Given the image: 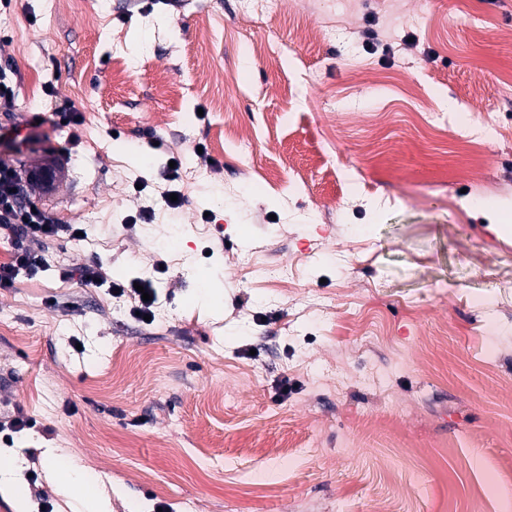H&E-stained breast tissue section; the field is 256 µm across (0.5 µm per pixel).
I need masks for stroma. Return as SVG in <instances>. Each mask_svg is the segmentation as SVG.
<instances>
[{"label":"stroma","instance_id":"35a3bbf8","mask_svg":"<svg viewBox=\"0 0 512 512\" xmlns=\"http://www.w3.org/2000/svg\"><path fill=\"white\" fill-rule=\"evenodd\" d=\"M2 73L0 160L61 161L30 200L100 245L32 242L45 268L0 288V424L30 422L0 512H61L72 458L112 512H497L512 0H0ZM173 155L194 171L169 182ZM136 278L153 323L106 289Z\"/></svg>","mask_w":512,"mask_h":512}]
</instances>
